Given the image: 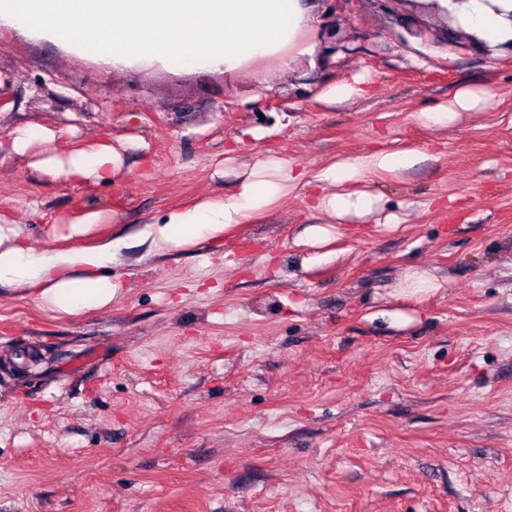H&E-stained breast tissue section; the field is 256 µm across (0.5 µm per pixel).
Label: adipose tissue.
<instances>
[{"label": "adipose tissue", "mask_w": 512, "mask_h": 512, "mask_svg": "<svg viewBox=\"0 0 512 512\" xmlns=\"http://www.w3.org/2000/svg\"><path fill=\"white\" fill-rule=\"evenodd\" d=\"M433 18L449 21L471 39L495 35L512 41V0H415ZM317 0H0V28L32 42H48L71 57L94 61L115 73L168 71L218 74L228 79L288 72L295 60L316 52ZM52 152L38 168L78 184L111 181L121 165L110 140L74 141L42 127L18 131L14 154L34 141ZM407 155L375 153L342 167L326 168L321 180L360 182L365 172L410 163ZM287 192L275 182H251L241 198L190 199L163 223L145 231L153 246L172 250L195 244L241 223ZM10 214L0 213V285H23L38 303L67 315L111 304V280H98L111 266L113 244L35 251L26 247ZM84 287H77V280Z\"/></svg>", "instance_id": "1"}]
</instances>
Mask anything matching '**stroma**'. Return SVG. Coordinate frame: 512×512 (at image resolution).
Instances as JSON below:
<instances>
[{
	"label": "stroma",
	"mask_w": 512,
	"mask_h": 512,
	"mask_svg": "<svg viewBox=\"0 0 512 512\" xmlns=\"http://www.w3.org/2000/svg\"><path fill=\"white\" fill-rule=\"evenodd\" d=\"M326 7L342 50L269 84L112 73L0 31V138L69 128L121 155L103 185L31 166L39 141L0 160L30 247L120 243L107 308L0 286V512H512V46H448L403 0ZM376 151L415 161L364 177L366 211L315 207L349 188L322 170ZM292 169L307 188L222 235L141 237ZM92 210L109 221L73 235Z\"/></svg>",
	"instance_id": "obj_1"
}]
</instances>
